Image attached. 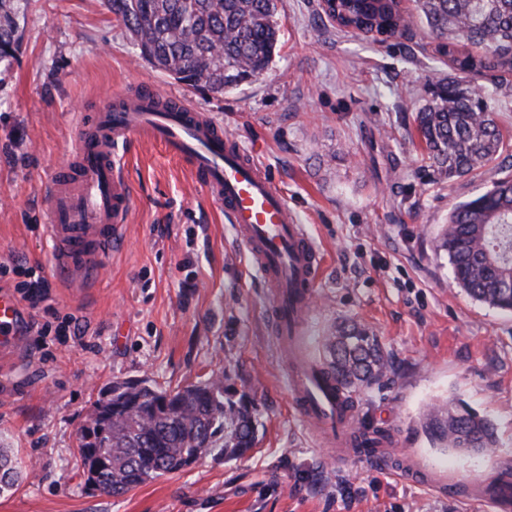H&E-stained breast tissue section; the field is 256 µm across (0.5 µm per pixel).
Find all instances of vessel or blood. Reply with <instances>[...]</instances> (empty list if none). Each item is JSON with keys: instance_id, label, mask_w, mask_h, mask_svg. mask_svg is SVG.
Wrapping results in <instances>:
<instances>
[{"instance_id": "1", "label": "vessel or blood", "mask_w": 512, "mask_h": 512, "mask_svg": "<svg viewBox=\"0 0 512 512\" xmlns=\"http://www.w3.org/2000/svg\"><path fill=\"white\" fill-rule=\"evenodd\" d=\"M136 138L160 142L187 160L208 196L224 209L236 237L273 289L274 334L285 353L304 333L322 269L319 249L298 214L252 155L232 144L208 114L173 95L118 93L114 103L82 123L75 147L44 195L47 226L60 267L98 271L122 247L131 205L129 186L113 152ZM16 299L0 291V335H14ZM289 390L297 411L341 463L361 458L352 446V405L336 385L294 362ZM472 497L496 512H512V489L473 484Z\"/></svg>"}]
</instances>
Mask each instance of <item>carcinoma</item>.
<instances>
[{
    "label": "carcinoma",
    "instance_id": "1",
    "mask_svg": "<svg viewBox=\"0 0 512 512\" xmlns=\"http://www.w3.org/2000/svg\"><path fill=\"white\" fill-rule=\"evenodd\" d=\"M139 57L194 91L214 96L270 69L280 43L279 0H106ZM15 0H0V62L17 42ZM339 30L360 35L403 34L424 24L438 52L464 75L493 72L475 91L459 81L437 85L417 109L416 131L441 179L494 172L491 188L457 205L438 248L456 284L474 300L512 312V174L500 158L509 143L494 117L504 76L512 74V0H334ZM325 373L349 392L382 375L387 363L375 336L343 324L325 339ZM421 427L443 451H489L497 446L490 420L434 404ZM254 405L235 397L230 376L213 375L177 390L148 378L103 389L89 424L77 434V467L88 486L120 496L149 480L180 472L206 455L226 461L248 455L256 442ZM21 465L0 448V495L14 491Z\"/></svg>",
    "mask_w": 512,
    "mask_h": 512
}]
</instances>
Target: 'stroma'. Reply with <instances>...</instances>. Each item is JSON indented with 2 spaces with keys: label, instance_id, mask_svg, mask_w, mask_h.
Masks as SVG:
<instances>
[{
  "label": "stroma",
  "instance_id": "obj_1",
  "mask_svg": "<svg viewBox=\"0 0 512 512\" xmlns=\"http://www.w3.org/2000/svg\"><path fill=\"white\" fill-rule=\"evenodd\" d=\"M19 51L0 74V263L50 283L48 311L77 336L28 329L0 343V446L27 467L0 512H493L468 494L512 461V313L473 300L453 279L438 234L484 177L437 181L415 129L438 77L437 43L415 28L383 43L341 33L320 0H280L281 42L261 79L206 97L138 56L105 0H20ZM182 96L254 152L320 249L324 267L303 336L308 356L336 324L377 336L388 361L354 395L355 428L452 480L439 494L367 459L339 466L306 428L276 343L272 291L219 205L165 148L138 140L116 154L132 193L123 248L98 275L59 272L42 199L83 118L114 92ZM224 372L256 405L251 455L206 456L110 497L76 466L79 430L101 389L150 378L175 389ZM487 417L493 455L443 453L419 426L429 402Z\"/></svg>",
  "mask_w": 512,
  "mask_h": 512
}]
</instances>
